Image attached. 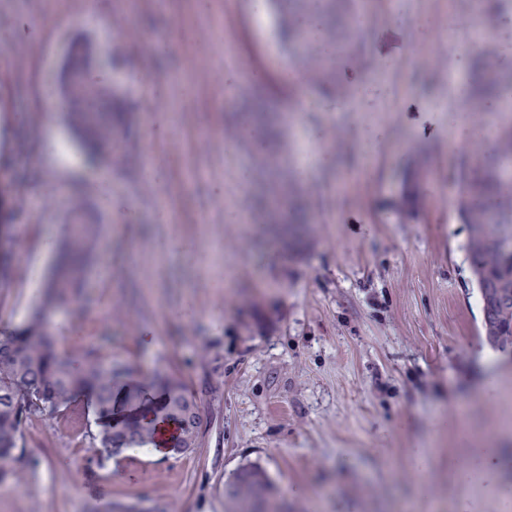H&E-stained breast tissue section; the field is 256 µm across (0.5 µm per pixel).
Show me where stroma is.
<instances>
[{
	"mask_svg": "<svg viewBox=\"0 0 512 512\" xmlns=\"http://www.w3.org/2000/svg\"><path fill=\"white\" fill-rule=\"evenodd\" d=\"M367 7L357 27L336 0L330 60L283 47L277 15L259 26L251 0H0V224L17 243L0 332L41 302L46 238L94 220L77 296L49 318L60 348L79 361L103 346L134 384L173 373L202 415L186 455L100 463L63 425L35 423L0 512H224L245 459L269 471L281 512H512V471L448 478L481 439L512 459V343L485 334L455 206L473 151L448 146L449 126L487 114L458 53L412 51L459 6ZM76 50L117 64L130 107L120 158L82 163L52 110ZM248 120L271 127L263 144L239 139ZM301 140L329 162L298 186L305 221L275 248L268 229L287 222L268 197L287 192ZM119 200L136 221L119 220ZM420 448L432 459L419 479Z\"/></svg>",
	"mask_w": 512,
	"mask_h": 512,
	"instance_id": "stroma-1",
	"label": "stroma"
}]
</instances>
